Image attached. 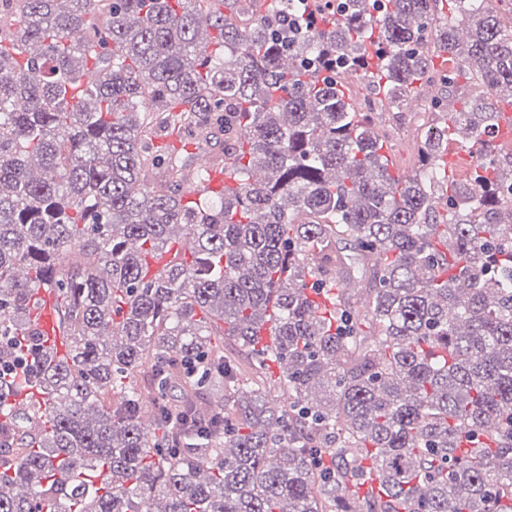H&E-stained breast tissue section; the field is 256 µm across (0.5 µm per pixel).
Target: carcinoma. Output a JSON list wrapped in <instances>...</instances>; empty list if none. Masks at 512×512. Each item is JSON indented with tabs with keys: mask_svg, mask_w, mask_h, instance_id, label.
Segmentation results:
<instances>
[{
	"mask_svg": "<svg viewBox=\"0 0 512 512\" xmlns=\"http://www.w3.org/2000/svg\"><path fill=\"white\" fill-rule=\"evenodd\" d=\"M500 2L0 0V512H512ZM436 78L472 91L394 172L371 110ZM213 117L235 186L184 203L155 131ZM55 293L50 286L38 288L32 305V318L36 328L47 340L57 357L67 356L68 343L58 334L55 316Z\"/></svg>",
	"mask_w": 512,
	"mask_h": 512,
	"instance_id": "cac0c4a2",
	"label": "carcinoma"
}]
</instances>
